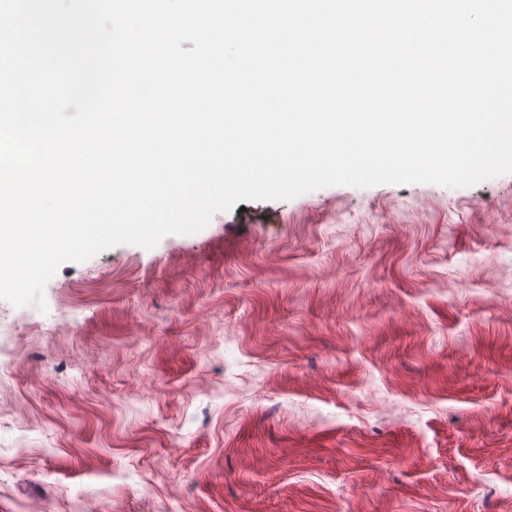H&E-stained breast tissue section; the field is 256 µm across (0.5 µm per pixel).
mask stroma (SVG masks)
<instances>
[{
  "mask_svg": "<svg viewBox=\"0 0 512 512\" xmlns=\"http://www.w3.org/2000/svg\"><path fill=\"white\" fill-rule=\"evenodd\" d=\"M0 300V512H512V173L216 212Z\"/></svg>",
  "mask_w": 512,
  "mask_h": 512,
  "instance_id": "stroma-1",
  "label": "stroma"
}]
</instances>
